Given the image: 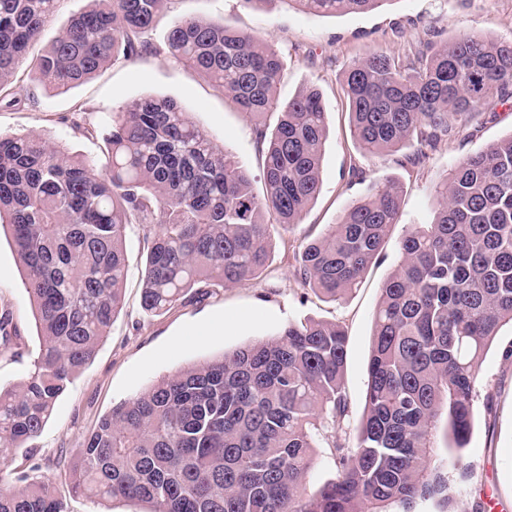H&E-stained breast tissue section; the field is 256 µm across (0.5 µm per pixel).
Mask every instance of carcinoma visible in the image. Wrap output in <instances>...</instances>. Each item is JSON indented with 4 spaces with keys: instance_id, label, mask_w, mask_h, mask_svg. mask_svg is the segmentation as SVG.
Here are the masks:
<instances>
[{
    "instance_id": "obj_1",
    "label": "carcinoma",
    "mask_w": 512,
    "mask_h": 512,
    "mask_svg": "<svg viewBox=\"0 0 512 512\" xmlns=\"http://www.w3.org/2000/svg\"><path fill=\"white\" fill-rule=\"evenodd\" d=\"M58 0H0V103ZM169 0H89L37 58V80L61 92L109 62L156 53L143 39ZM322 14L362 13L384 0H292ZM167 51L255 122L264 191L172 99L147 97L111 116L102 158L36 135L0 137V231L21 264L40 354L26 380L0 388V512H67L50 484L8 469L36 447L56 400L91 363L123 305L126 240L147 245L141 307L160 314L193 289L230 287L266 270L272 232L299 222L320 189L326 112L318 90L276 98L273 46L223 22L177 19ZM359 146L381 155L413 144L415 166L491 99H512V40L463 33L420 43L411 59L373 52L344 74ZM276 116L266 127L265 118ZM433 220L400 241L401 261L374 314L364 411L347 434V336L333 323H290L274 338L184 368L102 418L67 466L71 492L125 498L149 512H412L448 499L432 460L440 424L456 447L473 422L486 351L512 325V135L462 158L435 188ZM402 188L388 181L352 204L298 255L303 286L336 301L356 288L398 223ZM19 339L0 312V354ZM336 479L307 496L314 449Z\"/></svg>"
}]
</instances>
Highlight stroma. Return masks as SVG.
<instances>
[{
    "instance_id": "35a3bbf8",
    "label": "stroma",
    "mask_w": 512,
    "mask_h": 512,
    "mask_svg": "<svg viewBox=\"0 0 512 512\" xmlns=\"http://www.w3.org/2000/svg\"><path fill=\"white\" fill-rule=\"evenodd\" d=\"M185 15L224 21L279 51L284 63L276 85L280 101L308 86L319 90L327 112L320 193L298 224L274 235L269 266L259 279L207 288L159 315L140 306V269L146 251L141 236L130 233L122 310L93 362L56 401L36 448L12 461L16 468L40 464L42 480L61 490L66 487L64 474L54 467V459L78 455L86 436L113 406L193 363L273 338L291 322L312 318L344 326L345 389L351 400L350 422L358 424L380 288L400 261L401 238L412 225L430 221L434 188L460 159L512 135V103L492 100L459 134L428 150L420 166L406 167L404 151L372 156L359 147L342 90L345 70L376 51L404 57L413 54L420 41L443 44L462 33L512 38V0H385L369 12L340 14L310 12L293 0H271L263 6L244 0H169L144 35L155 46V54L111 62L64 93L44 88L29 72L16 74L11 88L21 102L0 107V135L33 134L49 142L65 138L73 152L94 157L105 149L109 113L142 97L172 98L214 144L243 165L255 193H262L263 157L253 122L221 88L167 53V32L175 18ZM76 112L94 129V136L71 137L67 122ZM390 179L403 188L401 217L363 282L338 301L304 288L295 273V256L302 245L328 234L353 202ZM5 307L12 310L20 336L17 356L0 357V386L8 388L19 385L30 372L40 339L15 247L7 236L0 238V309ZM511 344L512 327L503 326L482 362L477 394L492 398L494 412L489 415L483 406L475 407L471 435L460 450L473 470L471 481L461 484L457 471H449L448 502L423 501L414 512H476L481 504L488 512H512V360L502 356Z\"/></svg>"
}]
</instances>
